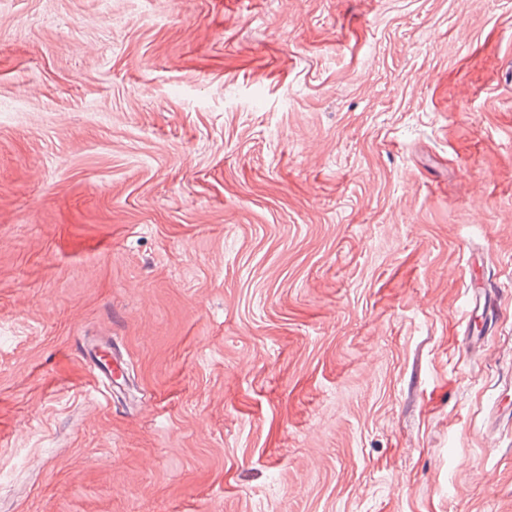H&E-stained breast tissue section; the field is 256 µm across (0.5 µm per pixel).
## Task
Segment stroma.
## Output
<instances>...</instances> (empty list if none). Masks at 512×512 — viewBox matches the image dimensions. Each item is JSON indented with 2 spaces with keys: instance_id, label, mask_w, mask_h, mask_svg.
<instances>
[{
  "instance_id": "obj_1",
  "label": "stroma",
  "mask_w": 512,
  "mask_h": 512,
  "mask_svg": "<svg viewBox=\"0 0 512 512\" xmlns=\"http://www.w3.org/2000/svg\"><path fill=\"white\" fill-rule=\"evenodd\" d=\"M508 412L512 0H0V512H512Z\"/></svg>"
}]
</instances>
